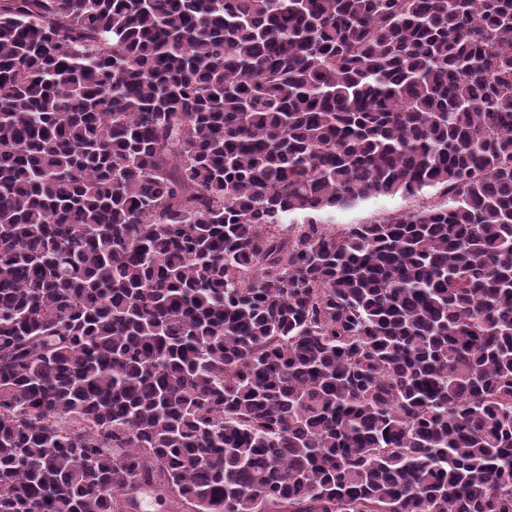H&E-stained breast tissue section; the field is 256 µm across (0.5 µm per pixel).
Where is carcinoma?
<instances>
[{"instance_id":"obj_1","label":"carcinoma","mask_w":512,"mask_h":512,"mask_svg":"<svg viewBox=\"0 0 512 512\" xmlns=\"http://www.w3.org/2000/svg\"><path fill=\"white\" fill-rule=\"evenodd\" d=\"M146 494L512 512V0H0V512ZM446 197L434 191H424L414 196H396L393 198H370L335 212L323 218L327 224H366L380 221L394 213L412 211L428 203L443 204Z\"/></svg>"}]
</instances>
